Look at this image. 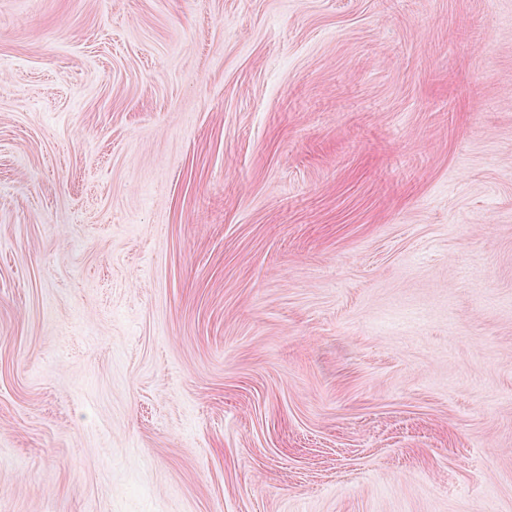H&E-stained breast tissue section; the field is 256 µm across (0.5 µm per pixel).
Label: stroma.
Here are the masks:
<instances>
[{
	"mask_svg": "<svg viewBox=\"0 0 512 512\" xmlns=\"http://www.w3.org/2000/svg\"><path fill=\"white\" fill-rule=\"evenodd\" d=\"M0 512H512V0H0Z\"/></svg>",
	"mask_w": 512,
	"mask_h": 512,
	"instance_id": "stroma-1",
	"label": "stroma"
}]
</instances>
